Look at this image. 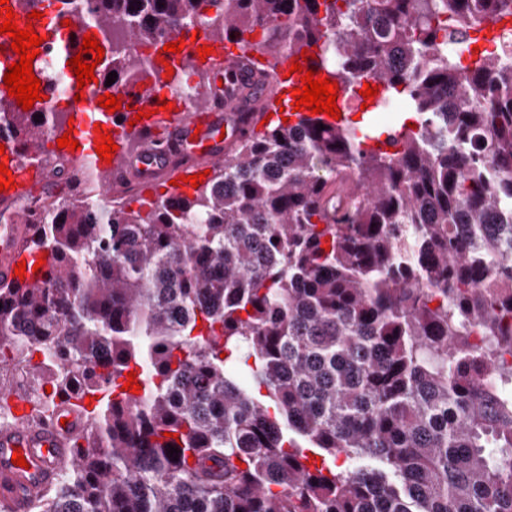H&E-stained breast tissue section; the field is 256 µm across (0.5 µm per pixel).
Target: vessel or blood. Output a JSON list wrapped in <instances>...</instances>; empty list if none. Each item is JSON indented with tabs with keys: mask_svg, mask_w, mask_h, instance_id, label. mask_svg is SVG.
<instances>
[{
	"mask_svg": "<svg viewBox=\"0 0 512 512\" xmlns=\"http://www.w3.org/2000/svg\"><path fill=\"white\" fill-rule=\"evenodd\" d=\"M18 24L33 26L43 39L40 53L53 54L65 69L66 96H49L39 101V108L52 111L60 103H67L73 117L72 137L80 144L70 157L83 169L103 166L95 150L96 130L103 127L110 131L118 146L108 166L116 184L132 177L150 182L162 173L171 181L169 193L192 194L191 185L176 186V179L212 169L256 132L264 114L254 111V101L277 103L286 91L301 84L299 74L290 71L292 63L300 60V52L283 56L274 79L261 85L252 66L251 51L218 42L206 60H199L197 48L207 42L206 36L200 35L185 42L175 64L186 71L208 73L216 92L204 97L180 96L171 78L166 77L164 66L156 65L145 80L122 93L126 111L111 114L98 103L104 87L93 82L85 90H78L76 75L69 69L71 58L83 42L80 26L66 27L62 17L51 12L33 21L19 15ZM79 92L84 95L80 102L75 99ZM163 97L173 102L174 111H160L159 100ZM145 107L152 109V116L135 120L136 109ZM0 143L5 146L7 165L16 182L14 189L0 192V212L7 214L20 191L42 181L44 175L37 164L23 165L10 137H1ZM35 233V225L26 217L17 224L0 225V284L17 283L18 262H26L31 268L41 259V252L32 246ZM79 427L78 414L63 405L36 423L20 421L0 429V499L10 504L12 512H29L33 493L50 484L72 462V439ZM17 451L24 456L25 466L14 465L12 456Z\"/></svg>",
	"mask_w": 512,
	"mask_h": 512,
	"instance_id": "1",
	"label": "vessel or blood"
}]
</instances>
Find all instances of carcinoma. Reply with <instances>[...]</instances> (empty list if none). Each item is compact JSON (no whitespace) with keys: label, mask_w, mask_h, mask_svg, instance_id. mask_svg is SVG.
<instances>
[{"label":"carcinoma","mask_w":512,"mask_h":512,"mask_svg":"<svg viewBox=\"0 0 512 512\" xmlns=\"http://www.w3.org/2000/svg\"><path fill=\"white\" fill-rule=\"evenodd\" d=\"M94 2L114 95L187 25L259 29L416 127L303 116L191 197L45 208L48 269L0 285V369L51 386L38 417L102 398L34 512H512V52L477 46L512 0ZM37 114L0 98L22 155L52 135ZM132 366L142 394H114Z\"/></svg>","instance_id":"cac0c4a2"}]
</instances>
